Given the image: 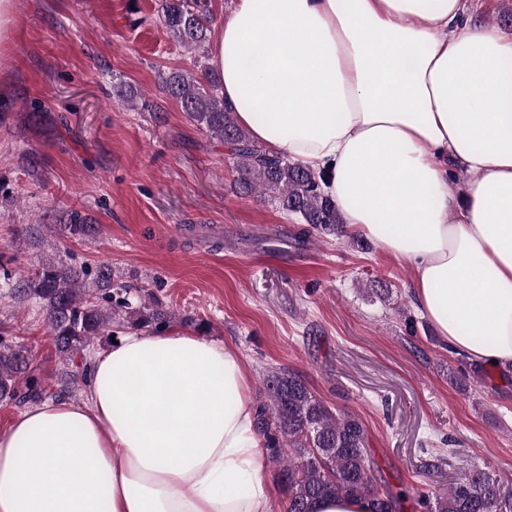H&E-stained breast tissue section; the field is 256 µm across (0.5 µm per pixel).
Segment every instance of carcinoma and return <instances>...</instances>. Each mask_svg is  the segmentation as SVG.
Masks as SVG:
<instances>
[{
	"label": "carcinoma",
	"mask_w": 512,
	"mask_h": 512,
	"mask_svg": "<svg viewBox=\"0 0 512 512\" xmlns=\"http://www.w3.org/2000/svg\"><path fill=\"white\" fill-rule=\"evenodd\" d=\"M161 22L181 46L201 52L194 71L176 70L166 77L165 91L177 99L187 116L212 137L224 142L238 172L243 192L271 197L311 229L338 234L344 224L336 204L326 196L317 176L299 163L274 155L253 142L234 113L215 94L209 73L210 17L198 0H162ZM95 225L78 210L69 214L62 235L75 240L94 236ZM14 297L35 300L60 357L74 362L90 343L112 336V324L121 315L133 318L134 327L163 331L176 315L154 304L150 297H130L112 270H95L48 259L33 275L9 285ZM25 351L0 343V401L38 403L47 395L41 380L28 371ZM89 378V365L65 372L56 394L70 391L77 379ZM265 401L256 407L257 429L263 436L270 462L279 468V480L288 496L287 512H308L309 502L324 497L364 498L373 512H399L403 494L377 482L366 448L367 431L352 413L334 412L306 383L285 369L263 377ZM434 512H504L497 481L481 470H470L434 503L422 502Z\"/></svg>",
	"instance_id": "cac0c4a2"
}]
</instances>
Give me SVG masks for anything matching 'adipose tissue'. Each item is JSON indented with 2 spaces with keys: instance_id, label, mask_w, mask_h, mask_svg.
<instances>
[{
  "instance_id": "ef3b65f1",
  "label": "adipose tissue",
  "mask_w": 512,
  "mask_h": 512,
  "mask_svg": "<svg viewBox=\"0 0 512 512\" xmlns=\"http://www.w3.org/2000/svg\"><path fill=\"white\" fill-rule=\"evenodd\" d=\"M209 66L253 140L413 267L450 353L512 366V38L468 0H236ZM266 462L232 345L133 331L85 402L0 431V512H270Z\"/></svg>"
}]
</instances>
